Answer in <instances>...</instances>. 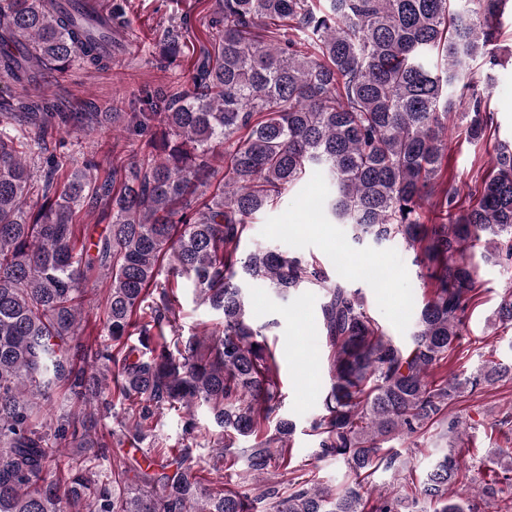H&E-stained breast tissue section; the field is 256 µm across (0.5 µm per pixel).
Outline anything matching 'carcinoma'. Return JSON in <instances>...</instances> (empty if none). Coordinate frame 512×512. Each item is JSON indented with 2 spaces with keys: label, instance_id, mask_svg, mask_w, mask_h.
Masks as SVG:
<instances>
[{
  "label": "carcinoma",
  "instance_id": "1",
  "mask_svg": "<svg viewBox=\"0 0 512 512\" xmlns=\"http://www.w3.org/2000/svg\"><path fill=\"white\" fill-rule=\"evenodd\" d=\"M508 8L512 0H215L187 84L127 112H70L29 89L46 72L112 64V28L128 24L129 0H0V512H254L248 491L204 484L187 454L160 463L139 448L162 411L185 410L190 435L204 406L216 461L234 439L259 435L236 458L252 471L288 467L296 424L278 415L266 338L275 322L254 324L249 283L284 302L310 285L324 291L328 386L311 432L317 456L357 479L340 493L267 483L259 500L269 512H401V500L362 485L396 466L387 444L445 419L457 436L451 406L507 373L442 368L466 331L476 283L467 252L481 244L512 266V149L500 145L466 207L438 179L458 91H471L469 138L488 128L469 63L498 65ZM189 28L186 14L158 33L161 62L189 53ZM103 123L130 136L129 161L102 175L89 160L58 181L64 156L40 157L46 139ZM315 173L330 184L325 215L354 242L398 239L428 261L408 343L386 336L361 291L303 256L240 252L249 224ZM437 191L441 223L428 226L423 205ZM85 206L108 220L96 238L75 223ZM180 279L222 328L168 340ZM91 280L106 285L110 345L85 336ZM495 319L512 325L511 293ZM133 335L139 351L123 341ZM118 402L128 407L118 412ZM127 443L142 456L112 452ZM467 473L462 449H448L422 488L429 508L417 512H477L451 491Z\"/></svg>",
  "mask_w": 512,
  "mask_h": 512
}]
</instances>
